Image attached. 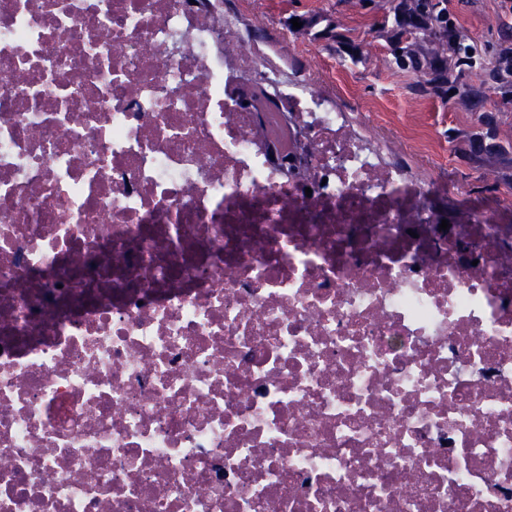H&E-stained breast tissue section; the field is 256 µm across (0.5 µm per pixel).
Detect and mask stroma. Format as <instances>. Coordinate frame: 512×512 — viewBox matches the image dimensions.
Returning a JSON list of instances; mask_svg holds the SVG:
<instances>
[{
    "instance_id": "obj_1",
    "label": "stroma",
    "mask_w": 512,
    "mask_h": 512,
    "mask_svg": "<svg viewBox=\"0 0 512 512\" xmlns=\"http://www.w3.org/2000/svg\"><path fill=\"white\" fill-rule=\"evenodd\" d=\"M386 5V0H243L246 13L265 14L273 26L305 15L317 18L323 26L335 24L337 32L359 42L364 60L358 64L337 55L332 41L323 35L291 36L278 43L276 51L287 60L311 58L314 88L335 97L376 140L412 151L417 176L426 178L438 169L437 156L417 149V133L428 129L434 137L451 143L452 152L446 157L449 188L485 186L495 193L512 188V161L475 163L460 156L478 125L477 113L454 94L441 100L408 92L414 73L396 67L385 41L368 31L374 15ZM448 9L460 31L489 43L496 41L502 22L512 23V0H448Z\"/></svg>"
}]
</instances>
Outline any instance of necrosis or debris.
Segmentation results:
<instances>
[{
    "label": "necrosis or debris",
    "instance_id": "1",
    "mask_svg": "<svg viewBox=\"0 0 512 512\" xmlns=\"http://www.w3.org/2000/svg\"><path fill=\"white\" fill-rule=\"evenodd\" d=\"M268 31L0 0V512H512V193L419 178Z\"/></svg>",
    "mask_w": 512,
    "mask_h": 512
}]
</instances>
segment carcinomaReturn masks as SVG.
Listing matches in <instances>:
<instances>
[{"instance_id": "carcinoma-1", "label": "carcinoma", "mask_w": 512, "mask_h": 512, "mask_svg": "<svg viewBox=\"0 0 512 512\" xmlns=\"http://www.w3.org/2000/svg\"><path fill=\"white\" fill-rule=\"evenodd\" d=\"M388 13L371 29L385 34L392 47L394 64L420 73L423 78L409 86L418 98H444L448 82L460 83L461 98L475 112L483 113L485 129L473 134L470 151L464 158L478 160L484 155L503 154L506 149L491 143L495 132L491 111L498 101L512 104V25L499 29L494 44H479L458 30L448 11V0H388ZM336 39V52L347 53L357 63L359 47L342 34ZM477 82L461 81L465 73Z\"/></svg>"}]
</instances>
